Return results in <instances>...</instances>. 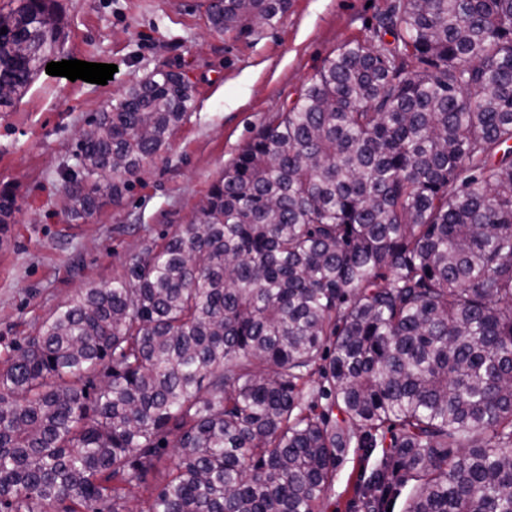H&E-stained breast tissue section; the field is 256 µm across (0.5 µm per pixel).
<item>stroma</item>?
Here are the masks:
<instances>
[{
  "label": "stroma",
  "instance_id": "35a3bbf8",
  "mask_svg": "<svg viewBox=\"0 0 512 512\" xmlns=\"http://www.w3.org/2000/svg\"><path fill=\"white\" fill-rule=\"evenodd\" d=\"M389 2L291 0L275 25L231 36L209 25L207 0H55L61 59L118 70L104 85L39 73L0 111V195L18 208L0 235V363L76 292L110 282L162 232L192 223L225 167L338 46L369 37ZM160 66L193 82L187 119L118 200L72 218L61 175L82 131ZM382 456L344 449L324 512H367L358 489Z\"/></svg>",
  "mask_w": 512,
  "mask_h": 512
}]
</instances>
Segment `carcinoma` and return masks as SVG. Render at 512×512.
I'll list each match as a JSON object with an SVG mask.
<instances>
[{
    "label": "carcinoma",
    "instance_id": "carcinoma-1",
    "mask_svg": "<svg viewBox=\"0 0 512 512\" xmlns=\"http://www.w3.org/2000/svg\"><path fill=\"white\" fill-rule=\"evenodd\" d=\"M9 2L0 107L61 25ZM289 5L206 16L239 35ZM193 100L182 72L126 88L63 173L70 215L120 198ZM354 441L391 449L368 509L411 481L405 512H512V0H391L193 223L0 369V512H323Z\"/></svg>",
    "mask_w": 512,
    "mask_h": 512
}]
</instances>
